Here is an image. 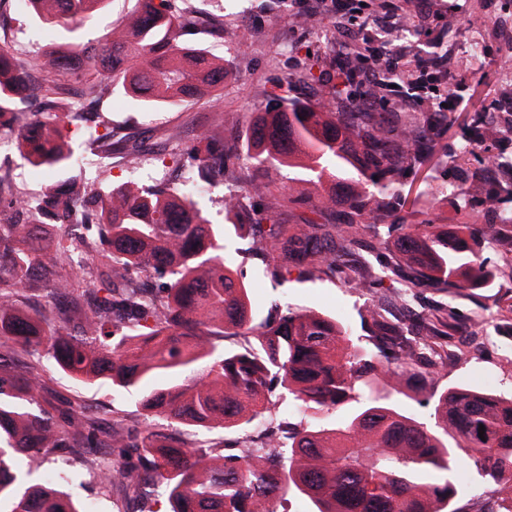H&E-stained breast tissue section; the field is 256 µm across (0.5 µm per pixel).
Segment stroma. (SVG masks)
<instances>
[{
    "instance_id": "1",
    "label": "stroma",
    "mask_w": 512,
    "mask_h": 512,
    "mask_svg": "<svg viewBox=\"0 0 512 512\" xmlns=\"http://www.w3.org/2000/svg\"><path fill=\"white\" fill-rule=\"evenodd\" d=\"M198 12L211 18L190 41L211 56L222 59L229 70L223 86L189 102L149 105L114 92L103 105L113 125L121 126L143 148L141 177H133L124 161L92 156L73 128H63V139L75 154L85 156L82 165H69L66 175H82L111 185H150V177L167 170L170 178L189 169L186 147L202 129L222 120H237L247 127L254 113L273 105L289 106L295 101L326 102L335 91L340 74L338 62L353 46L372 44L379 72L395 71L402 77L397 88L384 91L383 104L389 112L410 111V101L427 100L432 112L447 110L463 117L479 103H491L512 95V82L504 69H512V0H192ZM138 0H109L107 7L83 21L78 31L81 42L95 44L122 18L137 11ZM353 15H368L367 28L345 30L343 21ZM248 29V42L239 32ZM60 32L35 20L29 10L5 12L0 16V40L8 42L24 58L41 57L45 44L59 39ZM479 38L484 53L474 63L465 47ZM311 67L313 80L298 81L294 74ZM268 197L275 205L274 223L293 227L304 221L330 224L333 210L315 204L331 193L329 176L288 166L270 169ZM448 167L440 165L431 178L418 180L412 190L416 203L408 221L412 224H458L462 218L451 200L444 198ZM244 274L251 306L258 317H266L272 304H286L333 316L345 326L353 343L366 345L359 312L372 296L359 288H343L330 280L304 278L300 266L289 265L281 283H274L261 259L246 253L235 256ZM501 292L498 278L482 288L447 297L459 314L480 319ZM497 338L484 339L479 347H468L458 364L442 371L433 381L437 390L453 387L492 388L512 393V366L499 356ZM41 393L65 409L81 404L96 413L102 423L127 414H137L134 396L100 380L76 383L45 360ZM63 488L78 504L92 499L97 512H117L119 496H106L78 466L69 469Z\"/></svg>"
}]
</instances>
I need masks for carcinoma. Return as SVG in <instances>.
I'll return each instance as SVG.
<instances>
[{"label": "carcinoma", "instance_id": "carcinoma-1", "mask_svg": "<svg viewBox=\"0 0 512 512\" xmlns=\"http://www.w3.org/2000/svg\"><path fill=\"white\" fill-rule=\"evenodd\" d=\"M107 0H27L46 24L70 32ZM201 23L191 3L141 0L138 14L121 21L103 46L71 41L45 53L48 63L23 59L0 45V133L17 142L32 164L63 169L66 142L52 116L84 132L93 152L120 153L141 162L129 137L109 122L88 130L93 112L122 89L140 101L185 102L224 84L227 68L191 45ZM78 96H69L71 84ZM39 92L35 108H17L25 90ZM370 85L342 112L321 102L280 106L255 116L245 146L237 129L199 133L187 147L191 178L227 187L224 210L232 224H212L202 209L164 180L132 191L88 182L78 175L37 196L0 195V512H79L57 485L26 478L66 454L119 492L137 512H154L147 483L162 487L171 512H255L253 505L290 492L314 512H441L455 494L452 475L465 461L481 482L512 491V398L471 388L432 391L435 423L400 412L389 391L399 370L417 367L429 379L456 361L459 344L477 340L473 325L425 293L458 294L485 284L480 252L491 249L496 271L512 281V125L497 129L486 107L459 124V148L443 140L456 124L445 112H369ZM104 128V132L97 128ZM448 158L457 179L448 196L469 218L479 206L486 224L432 230L404 223L410 191L434 155ZM336 173L352 168L378 187L350 197L341 222L322 229L303 224L291 236L271 222L263 174L271 166ZM272 241L277 258L376 294L390 288L407 312L389 318L384 298L361 314L368 345L350 343L336 319L289 307L257 323L246 285L224 257V236ZM79 274L89 287L71 290ZM46 299L23 309L19 298ZM492 320L512 321V288L495 300ZM216 336H242L240 350L220 349ZM49 356L75 380L106 379L137 392L138 406L169 424L239 429L280 410L268 424L277 447L261 466L238 442L187 444L162 427L139 428L121 419L110 427L82 405L58 409L38 400ZM156 373L170 382L155 388ZM356 403L346 418L329 420ZM485 433H479V426ZM117 448V457L97 455Z\"/></svg>", "mask_w": 512, "mask_h": 512}]
</instances>
